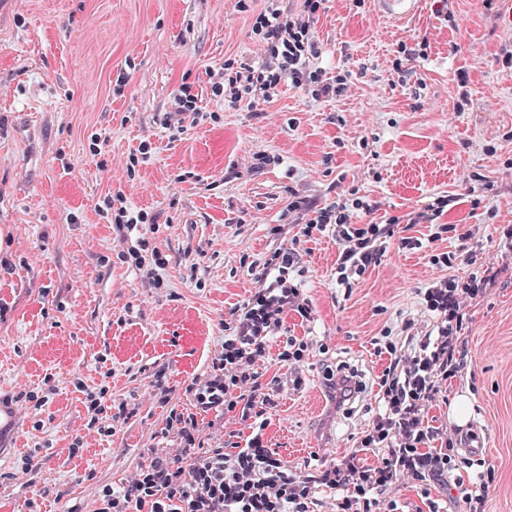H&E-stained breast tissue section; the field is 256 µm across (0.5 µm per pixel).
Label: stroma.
<instances>
[{
	"instance_id": "35a3bbf8",
	"label": "stroma",
	"mask_w": 512,
	"mask_h": 512,
	"mask_svg": "<svg viewBox=\"0 0 512 512\" xmlns=\"http://www.w3.org/2000/svg\"><path fill=\"white\" fill-rule=\"evenodd\" d=\"M266 0H0V400L14 411L0 437V512H97L98 492L128 478L144 449L165 446L169 407L224 344V322L257 286L251 264L292 239L295 196L377 203L356 223L423 211L443 195L441 223L391 239L379 266L336 286L332 230L299 245L312 321L285 335L310 355L269 414L266 438L289 465L342 456L377 400L385 365L373 341L421 318L419 290L440 277L432 255L455 254L464 276L500 259L512 225V74L496 55L512 26L481 0L452 14L426 0L403 25L371 0H326L313 32L328 76L350 73L336 99L291 84L269 103L223 92L227 67L261 64L254 22ZM412 66L417 79L402 83ZM467 72L458 105L457 72ZM195 95L180 132L165 113ZM140 212L148 252L126 258L108 201ZM471 227L461 239L451 227ZM470 358L429 417L454 427L448 403L469 400L495 481L486 512H512V279L469 307ZM357 368L366 385L350 414L334 411L326 368ZM162 380L169 406L153 395ZM126 420L112 423L118 409ZM42 467L33 472L30 459Z\"/></svg>"
}]
</instances>
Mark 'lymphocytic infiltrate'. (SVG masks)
<instances>
[{
  "label": "lymphocytic infiltrate",
  "instance_id": "1",
  "mask_svg": "<svg viewBox=\"0 0 512 512\" xmlns=\"http://www.w3.org/2000/svg\"><path fill=\"white\" fill-rule=\"evenodd\" d=\"M304 4L303 16L296 19L273 7L258 14L255 25L267 55L259 67L229 77L231 96L267 102L287 83L311 87L319 98L343 95L347 77L327 79L317 64L313 24L323 0ZM447 206L441 199L432 210L407 212L399 222L409 230L430 224ZM291 210L300 221V236L333 226L336 284L345 289L381 263L399 223L358 224L347 206L322 207L306 196L292 201ZM499 248L498 266L464 279L446 274L421 289L429 322L380 346L386 364L377 382L378 407L356 448L328 464L302 469L288 465L264 437V417L277 407L282 385L280 377L264 379L259 364L272 355L280 368L295 372L310 344L301 336L282 335L284 318L291 313L306 321L313 317L311 300L292 277L302 256L296 247H278L257 273L255 291L234 307L211 370L188 385L192 411L170 408L166 428L176 435L175 447L147 449L128 479L102 488L98 512H314L322 490L335 492L337 512H399L397 501L388 497L393 485L403 481L425 490L457 467L458 439L432 425L428 414L447 399L449 385L467 363L465 307L483 301L501 279L512 278V228L503 229ZM229 413L246 433L228 452L220 443H206L203 429L207 417ZM375 449L381 457L364 463V454Z\"/></svg>",
  "mask_w": 512,
  "mask_h": 512
}]
</instances>
